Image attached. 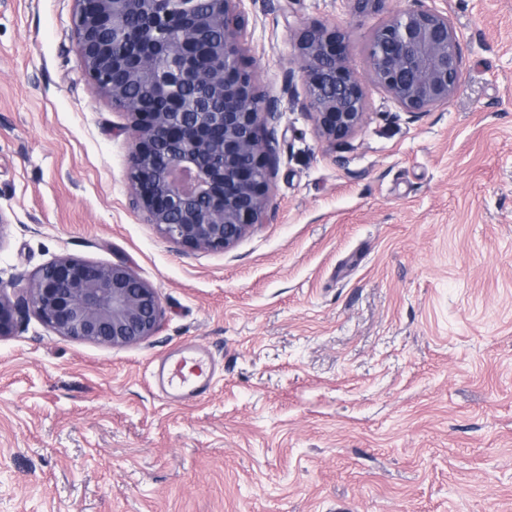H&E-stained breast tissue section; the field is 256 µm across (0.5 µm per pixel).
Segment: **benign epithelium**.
<instances>
[{"instance_id": "7a95c632", "label": "benign epithelium", "mask_w": 512, "mask_h": 512, "mask_svg": "<svg viewBox=\"0 0 512 512\" xmlns=\"http://www.w3.org/2000/svg\"><path fill=\"white\" fill-rule=\"evenodd\" d=\"M78 62L98 89L131 118L137 140L129 172L135 207L164 237L197 252L226 251L264 223L275 170L278 101L256 92L242 63L240 0H77ZM142 19L138 38L130 18ZM193 18L170 37L177 19ZM165 56L166 65L155 57ZM368 78L412 118L448 105L462 78L459 36L448 14L419 5L375 29ZM305 74L300 103L325 141L363 123V78L352 68L346 37L324 24L297 41ZM150 85L177 112L128 97ZM19 289L15 297L7 288ZM34 313L57 335L107 347L143 343L160 327L162 301L123 261L98 263L63 255L25 285L0 282V338Z\"/></svg>"}]
</instances>
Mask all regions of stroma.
I'll return each instance as SVG.
<instances>
[{
	"mask_svg": "<svg viewBox=\"0 0 512 512\" xmlns=\"http://www.w3.org/2000/svg\"><path fill=\"white\" fill-rule=\"evenodd\" d=\"M423 4L459 35V90L413 120L366 83L331 145L297 105L298 32H344L362 73L414 0H241L278 163L265 223L200 253L132 204L76 0H0V282L122 260L163 308L136 345L33 316L0 340V512H512V0ZM189 342L216 380L172 401L155 365Z\"/></svg>",
	"mask_w": 512,
	"mask_h": 512,
	"instance_id": "35a3bbf8",
	"label": "stroma"
}]
</instances>
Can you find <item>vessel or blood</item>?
<instances>
[{"mask_svg":"<svg viewBox=\"0 0 512 512\" xmlns=\"http://www.w3.org/2000/svg\"><path fill=\"white\" fill-rule=\"evenodd\" d=\"M155 377L162 388L182 387L188 397L206 393L212 386L215 373L209 360L198 357L194 345H185L178 359L162 358L156 368Z\"/></svg>","mask_w":512,"mask_h":512,"instance_id":"obj_1","label":"vessel or blood"}]
</instances>
